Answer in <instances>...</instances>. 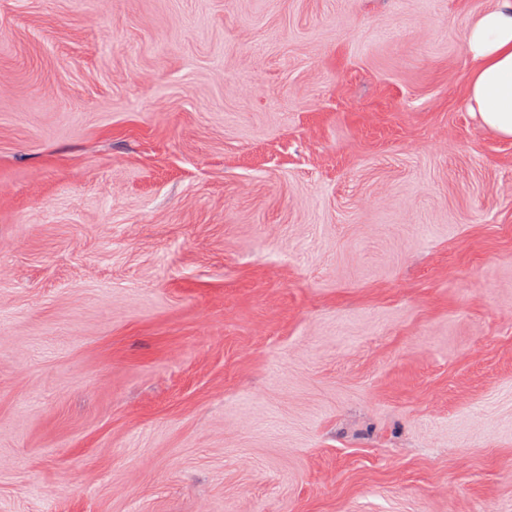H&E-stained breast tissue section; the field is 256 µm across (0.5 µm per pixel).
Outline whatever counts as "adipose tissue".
<instances>
[{
    "instance_id": "ef3b65f1",
    "label": "adipose tissue",
    "mask_w": 512,
    "mask_h": 512,
    "mask_svg": "<svg viewBox=\"0 0 512 512\" xmlns=\"http://www.w3.org/2000/svg\"><path fill=\"white\" fill-rule=\"evenodd\" d=\"M465 49L470 109L487 129L512 138V0H495L469 22Z\"/></svg>"
}]
</instances>
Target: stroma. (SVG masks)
I'll list each match as a JSON object with an SVG mask.
<instances>
[{
	"label": "stroma",
	"instance_id": "35a3bbf8",
	"mask_svg": "<svg viewBox=\"0 0 512 512\" xmlns=\"http://www.w3.org/2000/svg\"><path fill=\"white\" fill-rule=\"evenodd\" d=\"M493 0H0V512H512ZM465 49L470 109L487 129L512 138V0H495L469 22Z\"/></svg>",
	"mask_w": 512,
	"mask_h": 512
}]
</instances>
